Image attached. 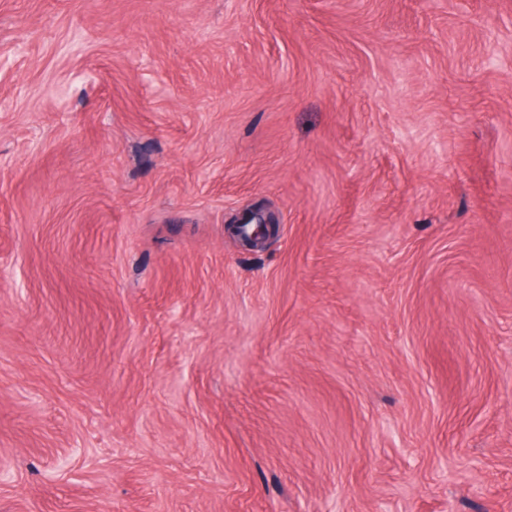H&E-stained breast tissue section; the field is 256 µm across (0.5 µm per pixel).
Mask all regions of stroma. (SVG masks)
Wrapping results in <instances>:
<instances>
[{"label":"stroma","mask_w":512,"mask_h":512,"mask_svg":"<svg viewBox=\"0 0 512 512\" xmlns=\"http://www.w3.org/2000/svg\"><path fill=\"white\" fill-rule=\"evenodd\" d=\"M0 512H512V0H0ZM251 227V231L248 228ZM276 230V224L269 216L261 212L247 211L234 224L233 231L240 241L248 245H255L270 238Z\"/></svg>","instance_id":"obj_1"}]
</instances>
